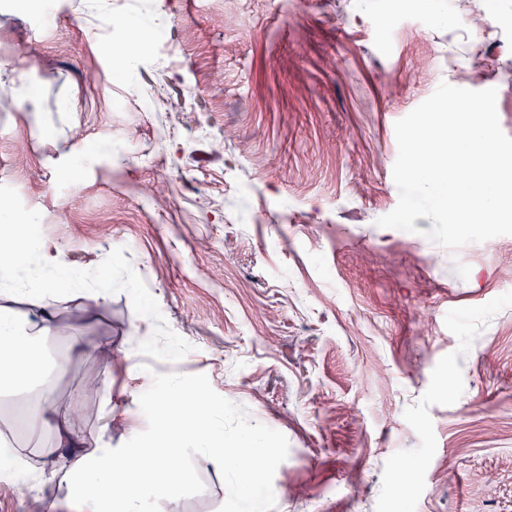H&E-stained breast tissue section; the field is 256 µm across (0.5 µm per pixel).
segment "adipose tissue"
Here are the masks:
<instances>
[{"label":"adipose tissue","instance_id":"adipose-tissue-1","mask_svg":"<svg viewBox=\"0 0 512 512\" xmlns=\"http://www.w3.org/2000/svg\"><path fill=\"white\" fill-rule=\"evenodd\" d=\"M51 314H44L41 327H32L12 313L0 312V378L24 386L33 381H47L50 360L42 349V340L51 324ZM166 387H159L156 401L160 406L153 420L151 436L125 449V465L115 468L113 449L94 445L86 452H73L67 466H60L56 449L46 448L37 464H30L16 449L0 448V472L14 481H22L34 471L47 478H81L82 490L75 498L76 512H146L144 487L154 492L171 491L180 474L172 470L164 449L189 445L202 449L218 464L229 469L238 480V512H264L260 489L259 463L266 441L254 436L242 446H225L215 413L205 395L179 398L174 410H165Z\"/></svg>","mask_w":512,"mask_h":512}]
</instances>
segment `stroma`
<instances>
[{
  "label": "stroma",
  "mask_w": 512,
  "mask_h": 512,
  "mask_svg": "<svg viewBox=\"0 0 512 512\" xmlns=\"http://www.w3.org/2000/svg\"><path fill=\"white\" fill-rule=\"evenodd\" d=\"M58 2L47 21L0 0V206L24 217L0 247L29 245L19 283L62 261L83 286L0 295L55 321L50 385L0 387V438L56 447L46 410L75 404L76 438L134 447L171 378L226 443L268 435L266 512H512V235L450 250L431 219L376 224L394 125L440 83L496 89L512 136V0L473 42L474 0H434L433 23L413 0ZM131 19L164 48L125 54ZM171 457L184 480L151 512H235L230 471ZM0 512L71 510L0 475Z\"/></svg>",
  "instance_id": "35a3bbf8"
}]
</instances>
